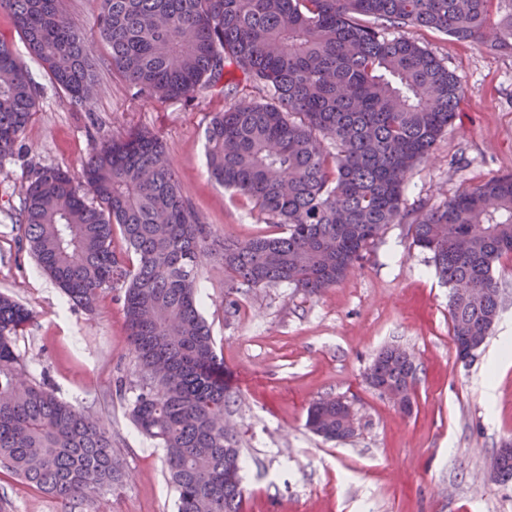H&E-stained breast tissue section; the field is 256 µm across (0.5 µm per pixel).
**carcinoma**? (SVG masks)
<instances>
[{"mask_svg": "<svg viewBox=\"0 0 512 512\" xmlns=\"http://www.w3.org/2000/svg\"><path fill=\"white\" fill-rule=\"evenodd\" d=\"M96 27L112 68L151 99L217 87L232 71L264 93L217 112L208 170L282 232L211 238L184 197L161 139L105 137L76 171L32 170L19 212L30 252L74 303L93 310L124 290L136 356L137 427L166 452L177 512H241V455L224 429V362L196 301L198 269L224 261L225 302L287 283L309 295L339 284L403 217L408 173L455 119L464 88L412 38L425 27L512 54V0H99ZM28 55L78 105L94 106L95 42L65 0H0ZM38 86L0 36V164L35 115ZM120 231L125 250L113 247ZM450 288L457 345L477 349L498 318L494 265L512 256V176L466 189L412 225ZM30 312L0 293V472L63 501L121 483L109 430L40 384L18 381L13 338ZM417 367L391 346L368 368L378 390L414 393ZM351 405L316 402L306 426L329 441L354 431Z\"/></svg>", "mask_w": 512, "mask_h": 512, "instance_id": "cac0c4a2", "label": "carcinoma"}]
</instances>
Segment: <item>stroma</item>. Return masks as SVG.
I'll list each match as a JSON object with an SVG mask.
<instances>
[{
    "mask_svg": "<svg viewBox=\"0 0 512 512\" xmlns=\"http://www.w3.org/2000/svg\"><path fill=\"white\" fill-rule=\"evenodd\" d=\"M406 33L461 81L455 122L426 161L407 176L401 222L388 225L365 259L336 286L313 296L281 284L224 301V266L203 262L200 311L224 359L229 404L225 421L246 461L243 512H512V482L489 479L488 466L512 439V366L488 355L512 324V257L497 264L502 307L485 344L459 358L448 317V289L410 226L458 192L512 175V54L459 41L431 28ZM8 37L40 94L17 154L0 169V292L18 298L32 319L14 340L21 378L44 382L112 433L125 477L118 490L65 502L0 473V512H176L165 451L135 427L138 393L125 329L123 291H102L94 313L69 301L31 255L18 221L23 188L34 167L76 169L101 136L146 128L162 138L184 196L216 239L245 240L277 228L245 198L216 183L205 162V128L238 96L199 88L186 97L148 98L128 85L97 44L92 111L56 89L29 58L11 17ZM407 347L418 365L411 413H402L366 379L389 345ZM496 386L487 402L483 382ZM339 397L361 424L344 442L306 426L311 406Z\"/></svg>",
    "mask_w": 512,
    "mask_h": 512,
    "instance_id": "1",
    "label": "stroma"
}]
</instances>
